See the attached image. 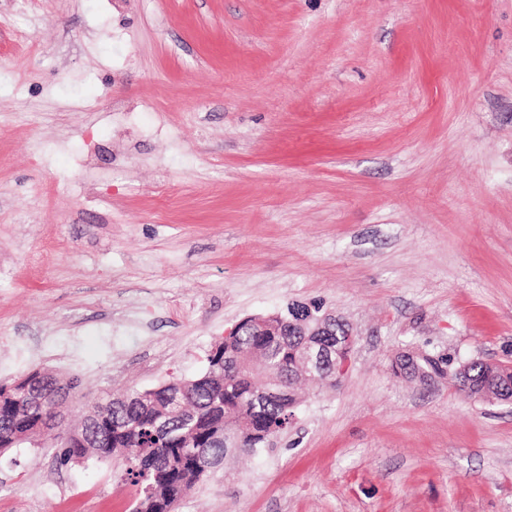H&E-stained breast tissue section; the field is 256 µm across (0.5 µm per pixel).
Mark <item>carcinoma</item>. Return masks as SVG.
Instances as JSON below:
<instances>
[{
    "instance_id": "cac0c4a2",
    "label": "carcinoma",
    "mask_w": 512,
    "mask_h": 512,
    "mask_svg": "<svg viewBox=\"0 0 512 512\" xmlns=\"http://www.w3.org/2000/svg\"><path fill=\"white\" fill-rule=\"evenodd\" d=\"M320 308L293 304L260 326L216 344L203 374L175 378L151 389H133L89 406L79 426L65 433L62 465L89 457L126 462L125 481L136 487L132 512H167L231 451L251 454L281 431L299 405L294 386L302 377L298 356L311 341L333 353L343 348L340 336L297 333L289 323L314 322ZM460 389L490 400L512 391V369L473 359L462 373ZM61 380L34 370L9 385H0V452L30 444L44 431L47 408L27 401L32 390L57 396ZM233 427L239 446L224 447V428Z\"/></svg>"
}]
</instances>
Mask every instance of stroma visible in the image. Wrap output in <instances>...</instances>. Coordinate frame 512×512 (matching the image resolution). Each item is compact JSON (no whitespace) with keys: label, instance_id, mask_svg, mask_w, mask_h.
<instances>
[{"label":"stroma","instance_id":"obj_1","mask_svg":"<svg viewBox=\"0 0 512 512\" xmlns=\"http://www.w3.org/2000/svg\"><path fill=\"white\" fill-rule=\"evenodd\" d=\"M316 305L355 343L175 512H512V0H0V384L201 374ZM445 359L423 383L401 350ZM0 453V512H131L120 458ZM462 373L463 381L459 382L461 390L470 396L482 400H491L499 390H510L512 395V369L485 362L482 359H473ZM500 394V393H499Z\"/></svg>","mask_w":512,"mask_h":512}]
</instances>
